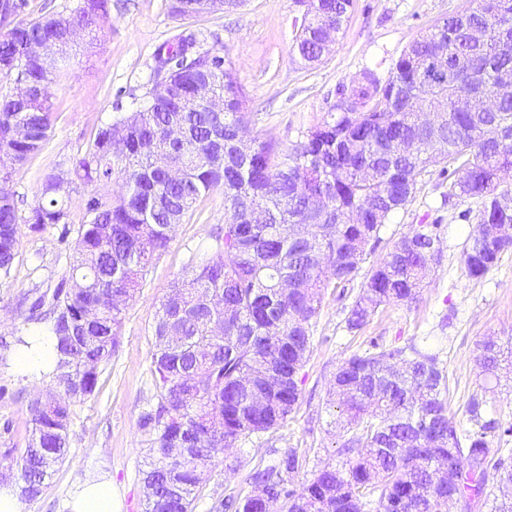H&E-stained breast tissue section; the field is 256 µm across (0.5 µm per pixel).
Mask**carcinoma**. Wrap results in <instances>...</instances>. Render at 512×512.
<instances>
[{
  "label": "carcinoma",
  "instance_id": "cac0c4a2",
  "mask_svg": "<svg viewBox=\"0 0 512 512\" xmlns=\"http://www.w3.org/2000/svg\"><path fill=\"white\" fill-rule=\"evenodd\" d=\"M305 20L293 56L318 63L339 34L353 0H295ZM467 23L482 30L469 41L460 15L438 21L393 64L387 80L370 68L340 84L343 105L327 113L287 152L274 140L239 149L238 130L253 120L232 60L220 53L184 60L197 37H177L155 55L167 70L133 112L117 117L65 168L48 174L26 220L32 230L62 226L70 234L66 188H88L67 274L38 296L27 320H43L54 338L52 387L30 401L31 438L21 457V492L36 498L67 455L73 406L97 388L99 366L120 344L123 311L164 253L175 227L211 191L224 189V225L209 254L171 282L152 327V371L158 402L140 428L147 435L145 512H194L216 454L288 420L301 398L299 378L312 321L330 288L360 281L346 319L362 330L393 303H411L439 263L437 225L399 237L382 261L360 275L366 251L382 242L389 218L413 198L437 164L454 166L448 197L481 200L477 222L512 224V196L500 173L512 171V94L499 95L512 72V0H468ZM26 0H0V84L22 82L28 95L0 94V277L8 276L22 235L9 183L46 144L54 103L47 92L60 68L40 46L79 28L94 39L110 0H83L68 14L19 20ZM179 16L208 13L206 0H172ZM224 99L212 112L198 87ZM436 113L428 125L417 113ZM504 133L486 138L488 124ZM120 181L125 192L112 194ZM313 196L325 209L308 206ZM512 251L493 252L469 236L462 262L479 280ZM503 356L482 344L478 364L494 374ZM336 424L344 442L340 465L326 464L299 490L286 487L298 470L295 451L254 475V490L211 512H512V460L493 440L512 436V422L484 418L486 400L470 397L466 428L448 415L447 377L439 354L412 343L354 353L336 370Z\"/></svg>",
  "mask_w": 512,
  "mask_h": 512
}]
</instances>
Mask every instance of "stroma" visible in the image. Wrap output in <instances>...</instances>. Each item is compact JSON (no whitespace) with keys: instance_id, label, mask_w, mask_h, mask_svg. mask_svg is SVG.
Segmentation results:
<instances>
[{"instance_id":"stroma-1","label":"stroma","mask_w":512,"mask_h":512,"mask_svg":"<svg viewBox=\"0 0 512 512\" xmlns=\"http://www.w3.org/2000/svg\"><path fill=\"white\" fill-rule=\"evenodd\" d=\"M464 0H354L343 35L321 62L302 66L293 61L294 0H242L234 8L179 17L170 0H112L100 40L63 55L65 75L49 93L56 120L44 148L18 171L10 188L19 218H27L42 182L59 162L85 148L98 130L121 113L135 109L152 85L154 53L163 43L189 33L206 35L208 49L233 61L237 80L254 114L248 135L274 139L288 150L302 133L316 126L336 102V87L364 68L388 78L395 60L441 18L461 10ZM450 176L432 168L418 184L414 198L394 213L380 245L367 255L364 267L380 262L392 243L410 228L434 224L442 240V257L425 280L416 303L392 304L363 330H347L345 320L356 297V285L328 292L314 318L310 352L300 373L298 408L277 429L239 440L212 466L195 512L212 503L243 497L252 489L251 476L288 449L302 465L288 478L299 488L327 463H338L341 436L334 425L330 388L340 363L377 343L386 347L423 343L438 352L448 380V409L465 421L472 394H485L490 416L512 421V374L493 379L478 366L480 345L496 337L512 347V252L482 279L471 280L461 253L475 226L479 200L449 197ZM224 221V192L204 197L180 224L143 285L126 309L120 345L100 368L97 389L75 406L64 462L46 480L41 494L28 503L29 512H70L80 484L109 478L121 512H144L145 489L140 471L147 452L140 421L155 402L151 329L170 283L207 244ZM59 229L25 230L9 277L0 278V473L17 485L20 458L32 428L28 402L46 392L50 380L16 363L23 340L46 331L27 321V296L53 290L72 260L70 241Z\"/></svg>"}]
</instances>
